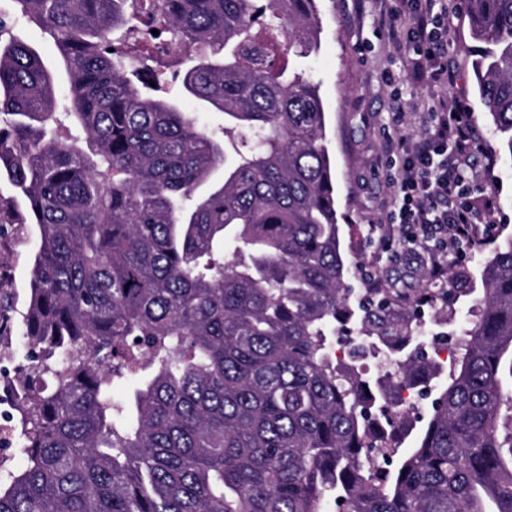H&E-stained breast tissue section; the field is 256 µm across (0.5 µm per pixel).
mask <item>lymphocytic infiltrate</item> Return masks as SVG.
Wrapping results in <instances>:
<instances>
[{
    "label": "lymphocytic infiltrate",
    "instance_id": "obj_1",
    "mask_svg": "<svg viewBox=\"0 0 512 512\" xmlns=\"http://www.w3.org/2000/svg\"><path fill=\"white\" fill-rule=\"evenodd\" d=\"M410 23L396 43L410 83L428 84L424 101L426 131L415 143L401 146L397 176L390 180L387 220L402 225L406 238L427 248L463 250L481 224L474 204L476 187L468 170L477 146L469 108L443 90L452 79L445 57L448 29L440 0H412Z\"/></svg>",
    "mask_w": 512,
    "mask_h": 512
}]
</instances>
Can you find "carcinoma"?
Returning <instances> with one entry per match:
<instances>
[{
    "mask_svg": "<svg viewBox=\"0 0 512 512\" xmlns=\"http://www.w3.org/2000/svg\"><path fill=\"white\" fill-rule=\"evenodd\" d=\"M12 3L56 45L71 125L0 9V177L40 242L22 321L38 354L10 387L24 464H0V512H512V236L420 426L396 395L442 375L408 318L434 296L349 303L326 112L302 63L320 48L316 0ZM465 9L512 158V0ZM167 40L187 47L181 73L157 57ZM171 79L224 113L223 136L166 95ZM354 321L345 363L332 346ZM372 345L391 362L370 381ZM387 427L413 445L379 468Z\"/></svg>",
    "mask_w": 512,
    "mask_h": 512,
    "instance_id": "cac0c4a2",
    "label": "carcinoma"
}]
</instances>
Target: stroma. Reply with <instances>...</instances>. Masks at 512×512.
I'll use <instances>...</instances> for the list:
<instances>
[{
    "label": "stroma",
    "instance_id": "stroma-1",
    "mask_svg": "<svg viewBox=\"0 0 512 512\" xmlns=\"http://www.w3.org/2000/svg\"><path fill=\"white\" fill-rule=\"evenodd\" d=\"M448 14V65L455 82L448 92L464 98L472 111L474 135L482 150L473 160L475 183L489 203L493 237L464 254L441 257L439 264L407 252H384L371 227L385 209L389 143L414 140L424 133L420 103L431 95L425 85H412L404 77L387 27L379 18L380 0H317L321 19L320 49L309 64L321 82L327 111V139L342 215L343 248L351 270L349 286L354 297L366 288H434L438 299L421 306L433 331L459 334L469 319V300L462 286L480 288V268L490 257L496 239L512 234V158L498 153L489 119L472 73L475 41L469 20L446 0ZM400 120H393L394 109ZM14 192L0 181V381L16 376L25 359L21 341L34 255L39 239L33 225L14 223Z\"/></svg>",
    "mask_w": 512,
    "mask_h": 512
}]
</instances>
